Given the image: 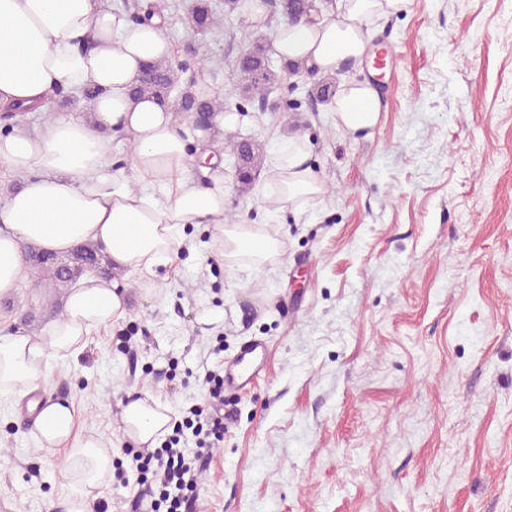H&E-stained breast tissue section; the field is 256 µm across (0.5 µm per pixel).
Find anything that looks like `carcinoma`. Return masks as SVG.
<instances>
[{
    "mask_svg": "<svg viewBox=\"0 0 512 512\" xmlns=\"http://www.w3.org/2000/svg\"><path fill=\"white\" fill-rule=\"evenodd\" d=\"M169 0H155L149 9L140 12L137 5L123 3L118 10L124 12L134 23L149 19L154 14L171 11ZM275 8L288 20L303 19L315 22L321 15L318 0H275ZM250 12V0H224V11L212 6L209 0H192L184 17V24L193 31H212L224 26L231 15L245 17ZM307 66L299 61L272 57L268 45L257 40L236 57L233 63L234 75L238 82L239 95L251 104H258L260 110L267 109L269 95L275 88L291 78L298 77ZM190 70L187 63L172 56L149 65L141 72L134 93L150 95L174 108L189 121L188 128L211 130V142L224 139L230 149L229 157L234 159L235 190L245 196L251 192L262 170L263 147L251 137H243L230 132L211 129L212 117L225 109L224 97L214 92L205 94L198 90L196 77L183 79ZM292 100L283 106L285 112H298L303 104L316 106L332 102L336 94L335 82L323 80L312 87L298 83L288 86ZM28 109L6 107L0 109V126L9 133L22 127L29 120ZM31 270L40 276L35 287L52 288L63 291L73 281L88 271L112 277V267L107 257L93 244H84L73 252L62 255H47L35 246L29 247Z\"/></svg>",
    "mask_w": 512,
    "mask_h": 512,
    "instance_id": "1",
    "label": "carcinoma"
}]
</instances>
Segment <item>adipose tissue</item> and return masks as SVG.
<instances>
[{
  "mask_svg": "<svg viewBox=\"0 0 512 512\" xmlns=\"http://www.w3.org/2000/svg\"><path fill=\"white\" fill-rule=\"evenodd\" d=\"M406 0H338L337 15L309 24L280 23L277 54L332 73L360 61L364 29L381 13H398ZM162 17L130 24L108 0H0V104L44 109L59 86L74 93L97 89L90 114H58L37 135H0V169L20 185L0 201V295L11 293L26 269L28 246L64 255L85 243L101 247L114 270L152 271L172 264L190 224L215 227L213 246L225 264H263L279 254L278 240L253 224L224 221L223 176L200 183L190 172L188 141L173 112L151 97H132L141 69L170 57ZM350 133L374 126L380 98L367 82L340 89L332 103ZM122 134L134 152L131 170L112 163V140ZM306 137L275 150L265 204L299 208L325 192L309 162ZM128 297L119 284L93 274L69 288L59 318L38 332L0 336V396L38 389L50 361L82 352L90 336L124 318ZM41 448L65 453L70 493L53 501L57 512H90V495L112 473V444L84 433L72 403L35 402ZM122 432L138 447H155L169 430L170 409L138 393L121 406Z\"/></svg>",
  "mask_w": 512,
  "mask_h": 512,
  "instance_id": "ef3b65f1",
  "label": "adipose tissue"
}]
</instances>
